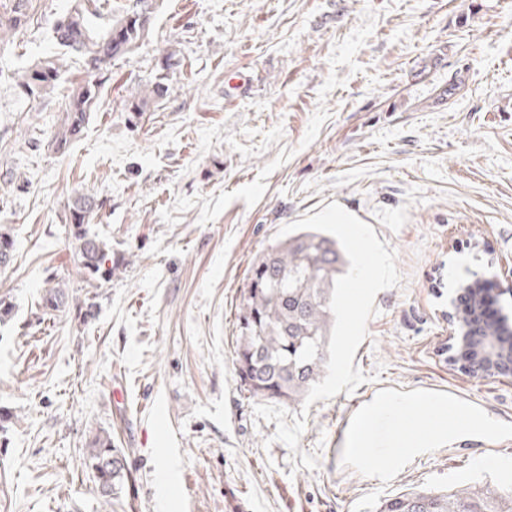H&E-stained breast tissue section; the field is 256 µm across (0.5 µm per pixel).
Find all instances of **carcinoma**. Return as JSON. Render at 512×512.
Here are the masks:
<instances>
[{"label":"carcinoma","mask_w":512,"mask_h":512,"mask_svg":"<svg viewBox=\"0 0 512 512\" xmlns=\"http://www.w3.org/2000/svg\"><path fill=\"white\" fill-rule=\"evenodd\" d=\"M6 2L9 8L0 13V48L13 43L29 17L30 0ZM156 7L157 0H129L100 29L93 21L99 9L96 0H73L66 15L55 22L51 39L58 52L26 67L16 80L19 94L34 100L61 80L66 56L83 60V77L71 91L48 141L52 151L65 152L97 114L104 75L95 71L102 61L110 66L112 60L144 45ZM176 56L175 49L167 52L162 73L127 99L128 111L144 112L150 103L171 96ZM99 210L95 196L81 194L68 204L64 222L77 241L78 266L93 280L110 281L118 262L112 260L107 243L89 230ZM14 246L10 231L0 228L1 267L10 263ZM348 264L339 241L315 230L295 231L256 257L237 313L236 373L251 397L290 404L303 399L320 381L329 360L334 325L329 306L334 282L346 273ZM67 299L60 287L44 289L43 314L59 311ZM86 464L103 497L118 496L129 481L125 449L116 447L106 430L96 432L87 442ZM379 512H512V485L495 489L464 484L446 494L408 492L384 500Z\"/></svg>","instance_id":"carcinoma-1"}]
</instances>
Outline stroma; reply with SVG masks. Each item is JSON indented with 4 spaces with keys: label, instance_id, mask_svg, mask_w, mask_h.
<instances>
[{
    "label": "stroma",
    "instance_id": "1",
    "mask_svg": "<svg viewBox=\"0 0 512 512\" xmlns=\"http://www.w3.org/2000/svg\"><path fill=\"white\" fill-rule=\"evenodd\" d=\"M0 52V512H377L400 493L512 482V378L448 363L459 283L493 281L512 320V0H162L152 37L113 62L67 153L45 142L73 82L37 100L10 74L54 52L72 0H31ZM179 52L177 94L124 103ZM121 266L87 284L62 221L75 193ZM339 203L396 255L353 363L366 381L315 401L297 451L255 421L234 365L254 258ZM69 293L39 316L46 278ZM97 305L83 319L80 305ZM125 393L123 405L114 388ZM483 422L403 455L386 401ZM380 409L372 447L350 448ZM111 431L133 475L107 500L85 444Z\"/></svg>",
    "mask_w": 512,
    "mask_h": 512
}]
</instances>
